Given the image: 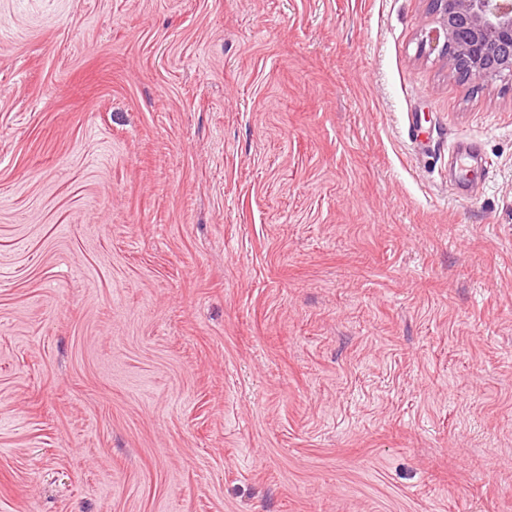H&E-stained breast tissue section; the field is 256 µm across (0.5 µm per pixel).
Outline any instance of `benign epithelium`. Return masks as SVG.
I'll list each match as a JSON object with an SVG mask.
<instances>
[{"mask_svg":"<svg viewBox=\"0 0 512 512\" xmlns=\"http://www.w3.org/2000/svg\"><path fill=\"white\" fill-rule=\"evenodd\" d=\"M440 29L433 46L468 80L512 77V0H432Z\"/></svg>","mask_w":512,"mask_h":512,"instance_id":"7a95c632","label":"benign epithelium"}]
</instances>
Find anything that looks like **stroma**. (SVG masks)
<instances>
[{"label": "stroma", "mask_w": 512, "mask_h": 512, "mask_svg": "<svg viewBox=\"0 0 512 512\" xmlns=\"http://www.w3.org/2000/svg\"><path fill=\"white\" fill-rule=\"evenodd\" d=\"M438 26L0 0V512H512V80ZM477 144L470 140H462L458 143L456 152V164L471 168L473 165H485Z\"/></svg>", "instance_id": "obj_1"}]
</instances>
